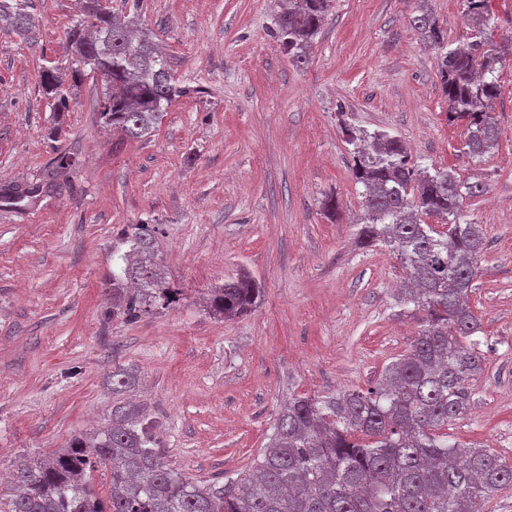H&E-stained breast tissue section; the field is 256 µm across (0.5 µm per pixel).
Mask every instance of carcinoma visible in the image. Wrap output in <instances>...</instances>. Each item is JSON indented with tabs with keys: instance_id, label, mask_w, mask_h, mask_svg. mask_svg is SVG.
Returning <instances> with one entry per match:
<instances>
[{
	"instance_id": "carcinoma-1",
	"label": "carcinoma",
	"mask_w": 512,
	"mask_h": 512,
	"mask_svg": "<svg viewBox=\"0 0 512 512\" xmlns=\"http://www.w3.org/2000/svg\"><path fill=\"white\" fill-rule=\"evenodd\" d=\"M68 31L72 72L103 76L109 92L102 126L138 139L150 136L172 101L190 88L178 84L167 56L143 28L139 0L118 18L103 0H84ZM332 0H288L276 34L296 66L309 60ZM473 31L467 47L452 48L427 14L411 25L438 50L448 118L465 122L467 153L482 158L497 145L493 101L501 55L492 48L488 0H465ZM33 0H0V20L26 36ZM42 89L55 115L72 95L63 70L46 68ZM352 171L362 185L358 242L385 246L405 272L396 303L421 314L408 349L366 390L307 396L281 406L255 466L229 483L193 481L167 462L155 422L140 405L112 407L107 426L74 437L51 456L29 457L15 469L17 490L0 512H477V505L512 486V463L487 448L453 442L444 432L469 409L467 383L484 368L481 321L469 303L485 234L468 219L466 199L483 191L457 172L422 166L404 142L384 130L343 126ZM74 152L57 151L48 179L0 188L1 199L55 190L76 169ZM435 217L446 230L425 222ZM156 225L129 224L112 240V319L135 321L180 300L155 247ZM261 288L248 274L207 294L210 313L230 320L253 310ZM134 374L112 371V393L133 386ZM110 474L103 502L93 473Z\"/></svg>"
}]
</instances>
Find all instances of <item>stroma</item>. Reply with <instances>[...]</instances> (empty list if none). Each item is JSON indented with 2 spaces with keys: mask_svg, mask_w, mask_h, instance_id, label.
Returning <instances> with one entry per match:
<instances>
[{
  "mask_svg": "<svg viewBox=\"0 0 512 512\" xmlns=\"http://www.w3.org/2000/svg\"><path fill=\"white\" fill-rule=\"evenodd\" d=\"M34 3L32 35L0 24V183L37 181L59 150L80 164L56 192L0 206V494L24 457L107 423L118 367L135 374L125 398L159 422L170 465L198 482L244 476L289 395L378 381L419 322L396 305V256L357 242L362 187L346 124L387 130L422 164L484 188L467 205L485 233L470 304L486 361L448 433L512 460V0L489 4L504 65L498 146L479 160L410 24L429 13L450 46L466 44L464 0H333L301 68L276 35L285 0H142L144 27L193 92L141 139L101 126L106 85L90 70L55 118L41 71L68 67L80 8ZM147 222L181 299L111 319L112 240ZM244 272L262 290L255 310L210 315L208 289Z\"/></svg>",
  "mask_w": 512,
  "mask_h": 512,
  "instance_id": "1",
  "label": "stroma"
}]
</instances>
